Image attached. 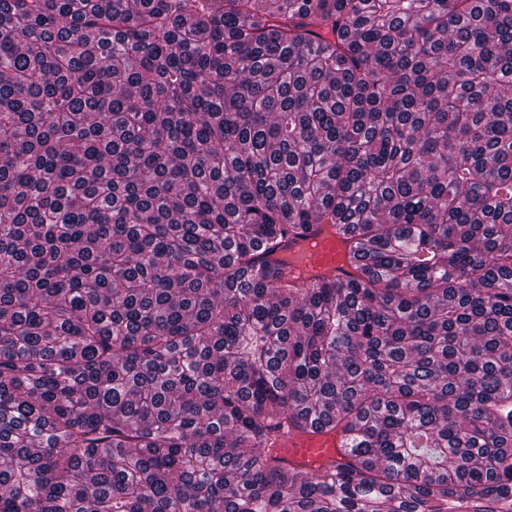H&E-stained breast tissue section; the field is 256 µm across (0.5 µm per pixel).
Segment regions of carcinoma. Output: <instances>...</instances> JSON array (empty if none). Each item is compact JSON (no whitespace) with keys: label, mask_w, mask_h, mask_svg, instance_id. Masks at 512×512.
<instances>
[{"label":"carcinoma","mask_w":512,"mask_h":512,"mask_svg":"<svg viewBox=\"0 0 512 512\" xmlns=\"http://www.w3.org/2000/svg\"><path fill=\"white\" fill-rule=\"evenodd\" d=\"M0 512H512V0H0ZM308 235L306 240H288L287 248H283L285 242L281 243L272 258L283 259L300 253L303 255L306 270L311 274L348 278L354 273L347 258L349 244H344L335 234L317 224ZM310 244L315 247L309 249ZM273 450L274 462L295 467L303 472H314L323 464H344L347 457L341 448V436L335 432L306 430L292 432Z\"/></svg>","instance_id":"carcinoma-1"}]
</instances>
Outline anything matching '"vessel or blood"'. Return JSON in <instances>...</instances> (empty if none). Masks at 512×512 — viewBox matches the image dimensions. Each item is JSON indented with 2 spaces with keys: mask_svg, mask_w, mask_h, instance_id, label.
Returning <instances> with one entry per match:
<instances>
[{
  "mask_svg": "<svg viewBox=\"0 0 512 512\" xmlns=\"http://www.w3.org/2000/svg\"><path fill=\"white\" fill-rule=\"evenodd\" d=\"M302 254L307 271L330 277L346 278L353 274L348 246L324 226H314L308 239L289 240L287 247L277 248L274 256L283 259ZM278 464L313 472L324 464H342L347 460L339 434L308 430L294 432L279 441L273 450Z\"/></svg>",
  "mask_w": 512,
  "mask_h": 512,
  "instance_id": "vessel-or-blood-1",
  "label": "vessel or blood"
}]
</instances>
